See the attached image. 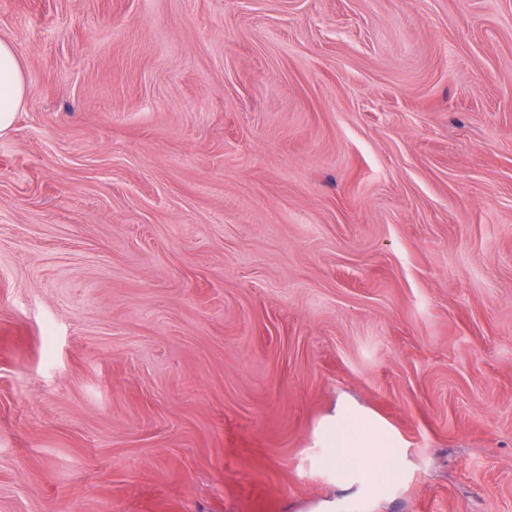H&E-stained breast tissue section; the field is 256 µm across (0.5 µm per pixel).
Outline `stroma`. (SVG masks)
I'll use <instances>...</instances> for the list:
<instances>
[{
	"label": "stroma",
	"mask_w": 512,
	"mask_h": 512,
	"mask_svg": "<svg viewBox=\"0 0 512 512\" xmlns=\"http://www.w3.org/2000/svg\"><path fill=\"white\" fill-rule=\"evenodd\" d=\"M0 37V512H512V0H0ZM26 91L23 64L9 39L0 38V135L12 129ZM335 437L333 448H336L330 462L336 469L354 461L365 460L384 484L398 474L397 454L391 446L371 441L370 434L361 429H351L347 423L336 427Z\"/></svg>",
	"instance_id": "stroma-1"
}]
</instances>
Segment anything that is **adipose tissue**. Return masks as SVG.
<instances>
[{"label":"adipose tissue","mask_w":512,"mask_h":512,"mask_svg":"<svg viewBox=\"0 0 512 512\" xmlns=\"http://www.w3.org/2000/svg\"><path fill=\"white\" fill-rule=\"evenodd\" d=\"M26 91L23 64L9 39L0 38V135L12 129ZM332 466L364 460L380 482H390L398 473L397 454L393 448L372 441L370 434L343 423L337 426Z\"/></svg>","instance_id":"obj_1"}]
</instances>
